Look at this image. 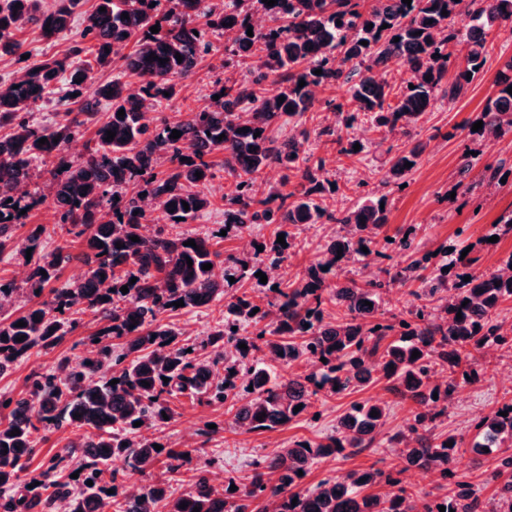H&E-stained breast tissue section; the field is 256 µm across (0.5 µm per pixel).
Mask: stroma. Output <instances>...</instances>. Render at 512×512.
Instances as JSON below:
<instances>
[{
  "instance_id": "1",
  "label": "stroma",
  "mask_w": 512,
  "mask_h": 512,
  "mask_svg": "<svg viewBox=\"0 0 512 512\" xmlns=\"http://www.w3.org/2000/svg\"><path fill=\"white\" fill-rule=\"evenodd\" d=\"M95 0H85L79 14L69 29L53 39L43 38L40 30L29 27L15 34L21 45L20 55L0 57V80L21 75L27 68L50 58L71 57L73 64L82 59L72 56L73 47L80 40V33L91 13ZM213 50L205 56L196 72L184 79L178 94L171 100L157 105L150 113L152 122L172 119L186 112L209 105V93L215 84L224 80V37H212ZM512 58V35L502 34L490 46L487 54L485 74L476 80L467 94L452 104L437 106L427 115L421 128L411 141L423 143L424 150L417 167L409 175L405 188L397 190L383 185L387 146L400 147L409 139L400 135L380 140L376 133L364 132L362 125L348 129V136L360 139L364 151L360 156L346 158L339 155L336 143L328 139L311 141L309 150L314 156L324 158L325 166L319 170V179H328L336 184L334 194L326 196L322 204L328 210L339 211L351 208L359 195L388 196L391 205L388 222L383 232L393 236L398 232L415 229L416 239L423 249L436 250L443 245L457 241V231H464L473 243V254L481 270L497 267L502 258L512 253V234L503 236L495 246L481 244L480 239L490 224L501 212L512 207V176L508 177L494 195H486L484 188H477L470 197L452 195V175L465 146H472L483 156L484 162L491 163L505 158L512 162V136L498 141H469L461 127L481 112L487 98L494 91L493 79L503 63ZM50 161L36 160L28 184L29 194L40 197L41 203L29 211L23 224L14 229L10 242L0 250V275L18 278L20 271L27 267V259L21 247L32 227L38 224H52V197L49 188L51 179ZM336 230L332 224H308L299 230V246L287 257L292 265L290 280L303 277L308 266L321 258L322 247ZM43 251L64 250L70 259L64 263L51 285L63 288L83 278L88 271L80 258V248L73 235L64 230L47 234L41 239ZM163 321L181 334L183 342L196 345L198 357L206 359L210 349L203 343L208 335L224 322V301L214 300L202 309H184L165 314ZM102 323L92 313L81 315L75 330L67 331L64 339L47 349H33L22 356L4 373L0 374V395L16 398L25 396L32 374H62L65 369L76 365L85 355L90 340L101 328ZM512 371V349L496 352L493 359L479 367L480 376L475 383L462 386V398L452 399L448 414L438 423L440 433L462 436L465 444L454 458L451 467L465 476L486 502H493L495 487L487 481L488 473L494 468L496 454L475 456L470 448L476 430L474 416L480 412L496 410L503 399L512 398V389L503 385L500 375ZM384 383L368 385L360 390L341 396L318 394L315 409L317 418H303L288 426L261 434L245 431L234 423L222 404L206 405L188 396L172 398L170 407L173 416L168 423L144 428L140 437L160 439L173 448H196L204 458L210 459L211 473L234 474L247 477L255 460L270 453L272 447H285L299 438L322 439L336 431V422L355 402L386 397ZM412 419L409 404H393L382 432L374 447L363 449L345 458L316 461L302 486L314 489L322 480L354 469L373 467L386 472H398L403 463L397 449L391 448L390 436L403 431ZM83 433L74 427H40L35 434L36 453L28 460L19 474L20 482H27L38 476L47 465L62 460L65 469H72L76 462V447Z\"/></svg>"
}]
</instances>
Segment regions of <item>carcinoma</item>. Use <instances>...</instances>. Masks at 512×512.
Returning <instances> with one entry per match:
<instances>
[{"mask_svg": "<svg viewBox=\"0 0 512 512\" xmlns=\"http://www.w3.org/2000/svg\"><path fill=\"white\" fill-rule=\"evenodd\" d=\"M80 3L55 0L52 10L43 11L40 0H0V56L19 50L13 35L26 25L36 26L47 39L65 31ZM255 11L263 12L268 24L249 37ZM123 13L129 18H121ZM457 15L468 19L466 26L454 25ZM155 25L157 33L150 31ZM225 31L235 33L232 44L224 47L225 67L258 53L265 58V70L249 80L227 78L212 91L219 99L209 106L151 125L145 110L176 96L179 81L212 51L211 34ZM503 32L512 34V0H412L409 5L402 0H277L273 6L262 0H224L220 7L205 0H97L80 35L91 42L93 62L75 67L65 58L47 60L19 80L0 82V126L10 129L0 136V249L20 223V211L31 207L16 194L17 186L31 178L33 161L49 159L56 223L71 225L88 266L87 276L74 285L50 289V300L0 321V374L30 350L58 344L64 323L76 327L74 315L82 308L105 322L98 337L122 341V353L109 346L92 348L61 377L32 375L28 397L0 398V418L6 419L0 424V512H50L58 500L67 501L68 512H98L107 504L116 505V512H156L160 504L165 512H193L195 507L200 512H440L441 506L445 512H486L480 492L464 477L448 481V465L463 438L433 430L447 415L457 389L477 379V357L490 347L512 348V329L496 319L501 305L512 302V274L478 270V259L461 257L464 248L456 245L451 252L442 247L434 263L435 255L421 251L415 235L392 240L381 235L388 221V209L380 208L388 202L385 195L341 213L320 207L317 201L334 188L316 177L324 159L314 157L305 144L312 135L330 137L338 153L351 158L357 155L356 141H344L343 131L358 122L384 138L410 135L438 98L454 101L483 77L489 44ZM129 45L132 50L122 53ZM152 53L156 58H150ZM162 59L167 63L160 64ZM117 61L119 74L96 82L94 68ZM317 69L322 74H314ZM395 70L410 77L395 86L378 76ZM65 73L68 101L76 109H66V119L53 126L31 124L28 109ZM271 75L280 80L281 90L268 97L262 84ZM127 76L138 80L137 93L129 92ZM340 83L348 85L347 101L335 106V124L307 127L314 120V89ZM493 84L494 93L474 118L483 122L482 129L468 131L474 140L512 133V94L507 92L512 59ZM103 101L110 112L101 122L96 107ZM287 122L296 133L280 141L278 131ZM86 124L95 126L96 149L75 162L64 154V145ZM108 130L115 132L109 142ZM174 130L181 132L177 139L171 138ZM41 138L47 142L39 143ZM215 153L223 155L229 178L223 197L226 234L237 235L251 224L276 225L263 251L247 259L222 255L213 242L216 233L174 235L163 228L143 233L147 200L173 224L179 218L186 224L213 206L207 188L215 176ZM420 154L416 148H388L385 183L405 184ZM479 157L478 152H463L455 192L467 194L477 185L499 187L506 173H512L507 160L500 159L483 165L478 180L466 181ZM407 161L409 168L404 167ZM271 166L284 171L281 188L261 193L258 181ZM292 176L299 182L290 189ZM318 222L340 225L325 246V258L310 265L302 279L277 284L270 307L230 283L231 277L256 278L296 246V229ZM45 233L47 227L39 224L27 237L34 258L26 281L33 294L56 278L65 260L60 252H38ZM509 233L512 210L498 217L484 239ZM280 234L284 246L277 243ZM133 236L139 241H131ZM191 239L196 246L184 245ZM118 242L123 247H116ZM390 246L407 255L409 263L389 279L350 278L340 285L330 278L333 271L366 256L362 248L379 252ZM221 259L224 277L202 269ZM466 276L470 281H464ZM397 281L412 286L409 294L418 305L407 318L388 319L380 309L381 294ZM123 286L128 292L120 291ZM221 296L226 300L224 325L205 342L214 357L201 360L195 346L181 343L180 333L162 323V316L177 311L176 301L199 309ZM329 304L336 305L334 321L327 319ZM20 321L26 326H17ZM20 336L24 340L16 341ZM241 343L247 349L239 348ZM415 350L420 357L413 359ZM237 355L255 363L243 373L234 360ZM108 360L112 378L119 380L115 385L97 379ZM298 363L309 372L285 379L271 368ZM381 379L394 398L413 409L412 423L389 438L391 446L402 447L407 467L438 472L446 481L443 496L417 501L406 488L393 489L399 481L372 467L325 479L313 490L300 488L298 472L308 473L316 460L372 447L391 409L385 400L353 404L339 419L336 434L319 441L295 440L255 461L247 482L226 477L221 491L207 476L206 459L193 470L186 493L174 498L167 483L158 481L146 487L142 504L119 494L118 473L104 469L122 456L132 473L160 464L173 477L182 474L192 450L166 445L157 450L158 440L135 439L134 427L137 421L144 428L166 423L164 416H172L170 398L177 393L208 404L228 402L235 420L261 433L312 414V397L322 391L340 396ZM298 405L302 409L293 412ZM40 424L91 430L80 444L78 478L73 485L57 480L53 463L42 472L39 485L17 497L10 490L34 454L33 434ZM16 428L20 434L11 435ZM475 428L481 440L472 448L478 454L512 443V399ZM89 480L93 485H87ZM487 481L496 485L498 509L512 512L511 452H502ZM232 485L236 490H230Z\"/></svg>", "mask_w": 512, "mask_h": 512, "instance_id": "carcinoma-1", "label": "carcinoma"}]
</instances>
